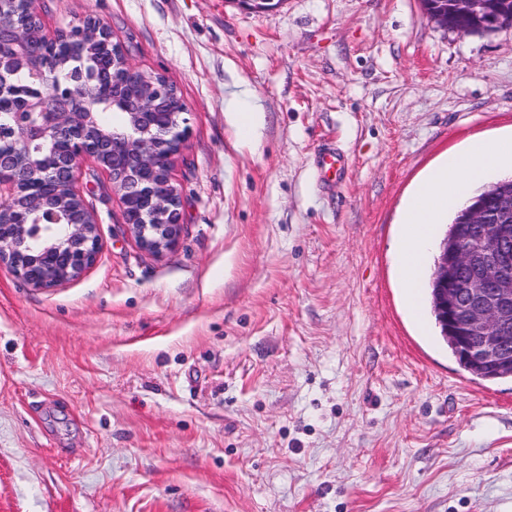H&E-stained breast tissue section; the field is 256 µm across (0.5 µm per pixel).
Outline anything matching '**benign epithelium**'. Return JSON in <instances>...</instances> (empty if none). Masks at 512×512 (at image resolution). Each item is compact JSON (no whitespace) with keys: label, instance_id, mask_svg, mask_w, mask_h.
<instances>
[{"label":"benign epithelium","instance_id":"benign-epithelium-1","mask_svg":"<svg viewBox=\"0 0 512 512\" xmlns=\"http://www.w3.org/2000/svg\"><path fill=\"white\" fill-rule=\"evenodd\" d=\"M456 13L476 22L479 32L502 24L490 0H452ZM56 34H35L18 24L0 7V99L14 89L4 70L17 64L42 81L51 66L44 49ZM78 44L106 51L121 70L106 97L123 114V127L109 131L97 113L87 109L99 87L53 86L45 94L28 95L7 124L13 149L0 154V169L11 177L0 179V264L37 289L56 288L84 274L101 250L98 221L85 201L80 175L91 165L106 174L120 194L127 230L139 245L162 254L178 244L180 197L171 181V165L189 129L184 106L175 88L160 75L145 74L128 60L123 47L112 40L100 20L79 22ZM48 150L55 167L43 166L33 150ZM40 217L27 220L33 203ZM78 206L83 219L63 225L58 234L59 212ZM463 212L475 228L467 240L440 245L435 305L444 321L456 329L461 354L468 359L495 364L512 358L507 348L512 336V191L503 190L491 209L469 205ZM465 270L462 276L448 272Z\"/></svg>","mask_w":512,"mask_h":512}]
</instances>
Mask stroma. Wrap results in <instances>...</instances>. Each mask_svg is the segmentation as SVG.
Wrapping results in <instances>:
<instances>
[{
  "label": "stroma",
  "mask_w": 512,
  "mask_h": 512,
  "mask_svg": "<svg viewBox=\"0 0 512 512\" xmlns=\"http://www.w3.org/2000/svg\"><path fill=\"white\" fill-rule=\"evenodd\" d=\"M37 12L99 18L175 87L183 231L144 251L87 169L96 263L51 289L0 266V512H512V380L464 371L393 263L430 169L512 137V26L461 34L422 0Z\"/></svg>",
  "instance_id": "stroma-1"
}]
</instances>
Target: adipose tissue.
<instances>
[{
	"instance_id": "obj_1",
	"label": "adipose tissue",
	"mask_w": 512,
	"mask_h": 512,
	"mask_svg": "<svg viewBox=\"0 0 512 512\" xmlns=\"http://www.w3.org/2000/svg\"><path fill=\"white\" fill-rule=\"evenodd\" d=\"M512 167V140L471 141L464 151L447 158L418 185L403 214L398 243L411 263L400 269L406 290L418 287L423 262L433 245V228L443 213L461 208L492 176Z\"/></svg>"
}]
</instances>
